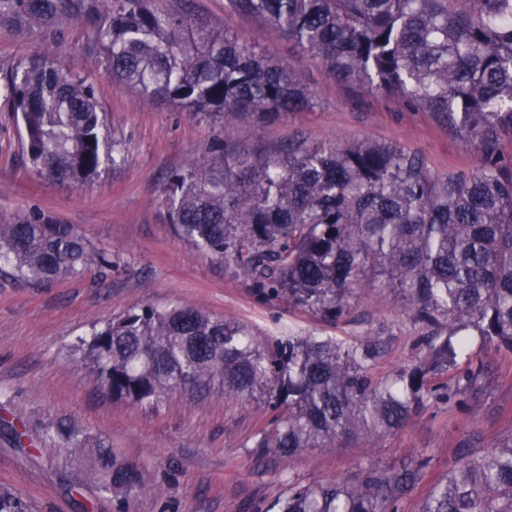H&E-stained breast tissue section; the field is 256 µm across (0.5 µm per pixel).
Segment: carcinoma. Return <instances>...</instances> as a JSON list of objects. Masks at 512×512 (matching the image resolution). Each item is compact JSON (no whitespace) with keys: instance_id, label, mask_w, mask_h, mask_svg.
I'll return each mask as SVG.
<instances>
[{"instance_id":"carcinoma-1","label":"carcinoma","mask_w":512,"mask_h":512,"mask_svg":"<svg viewBox=\"0 0 512 512\" xmlns=\"http://www.w3.org/2000/svg\"><path fill=\"white\" fill-rule=\"evenodd\" d=\"M224 8L263 20L333 79L430 113L475 151L477 167L439 177L421 153L367 137L326 146L297 136L275 155L233 151L227 138L240 114L313 105L299 69L156 0H0V28L45 35L41 51L0 84L20 114L30 166L82 186L115 160L93 84L55 57L80 21L118 89L224 131L163 187L160 205L180 238L231 263L259 294L330 320L383 277L421 327L420 352L379 380L378 336L288 335L268 347L231 318L135 304L77 339L81 366L125 405H154L178 388L259 398L277 414L252 447L283 459L397 430L429 401L468 404L484 373L480 362H459L471 338L512 352V157L500 150L512 137V0H225ZM91 267L110 269L111 254L74 225L38 211L0 219V278L44 285ZM58 436L90 463L100 492L144 488L138 466L105 441L74 427ZM429 466L420 454L388 469L369 464L352 484L290 478L287 497L254 512H401ZM0 512L27 509L0 488ZM420 512H512V440L461 449Z\"/></svg>"}]
</instances>
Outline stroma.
I'll list each match as a JSON object with an SVG mask.
<instances>
[{
    "label": "stroma",
    "instance_id": "obj_1",
    "mask_svg": "<svg viewBox=\"0 0 512 512\" xmlns=\"http://www.w3.org/2000/svg\"><path fill=\"white\" fill-rule=\"evenodd\" d=\"M195 18L238 33L258 51L302 68L315 102L275 117L242 115L231 143L272 153L302 134L332 145L369 137L422 153L435 175L474 169L478 158L431 114L410 109L384 92L329 77L318 62L300 58L265 22L232 14L224 0H191ZM74 25L56 50L58 62L91 82L116 143L115 163L94 181L68 187L39 177L26 160L17 117L0 102V216L39 210L76 225L111 251L112 269H91L47 285L0 279V487L10 488L30 512H251L288 492L289 480L355 482L361 467L398 465L407 455L431 459L433 476L454 467L468 442L491 449L512 439V353L481 348L487 375L473 411L428 403L398 431L373 441L290 460H257L249 444L268 420L264 404L179 395L152 407L114 403L71 355L88 335L136 303L159 308L182 303L249 326L269 345L291 333L353 340L382 337L385 352L373 368L382 378L418 354V333L399 296L379 304L375 294L350 298L341 319L259 297L223 261L204 256L168 224L159 204L167 176L207 152L221 137L212 120L167 105L139 104L118 90L101 56ZM43 43L40 31L18 37L0 29V78ZM104 440L143 473L145 489L125 500L100 493L89 464L63 448L59 422ZM70 486H62L60 475Z\"/></svg>",
    "mask_w": 512,
    "mask_h": 512
}]
</instances>
